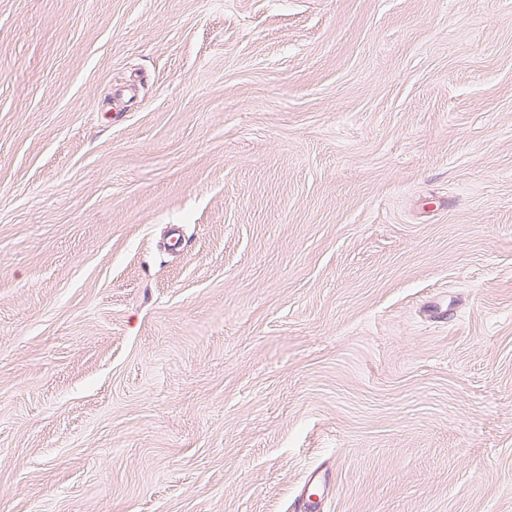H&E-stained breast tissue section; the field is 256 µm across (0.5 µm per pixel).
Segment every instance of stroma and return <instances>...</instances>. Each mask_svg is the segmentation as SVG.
<instances>
[{
    "label": "stroma",
    "instance_id": "stroma-1",
    "mask_svg": "<svg viewBox=\"0 0 512 512\" xmlns=\"http://www.w3.org/2000/svg\"><path fill=\"white\" fill-rule=\"evenodd\" d=\"M0 512H512V0H0Z\"/></svg>",
    "mask_w": 512,
    "mask_h": 512
}]
</instances>
